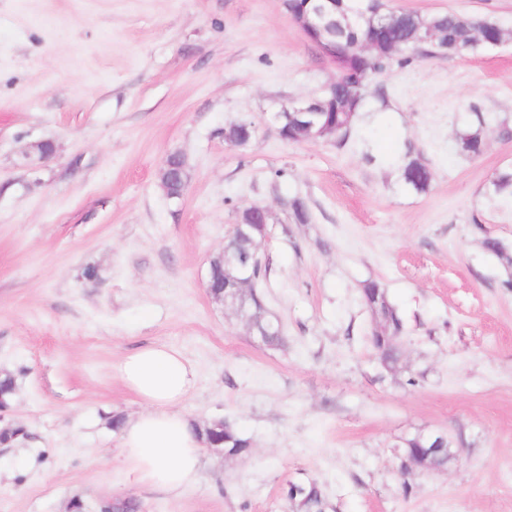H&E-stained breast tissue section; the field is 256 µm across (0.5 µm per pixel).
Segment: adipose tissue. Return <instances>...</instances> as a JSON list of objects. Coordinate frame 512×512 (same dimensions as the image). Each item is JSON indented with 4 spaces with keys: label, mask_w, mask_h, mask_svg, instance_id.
Here are the masks:
<instances>
[{
    "label": "adipose tissue",
    "mask_w": 512,
    "mask_h": 512,
    "mask_svg": "<svg viewBox=\"0 0 512 512\" xmlns=\"http://www.w3.org/2000/svg\"><path fill=\"white\" fill-rule=\"evenodd\" d=\"M115 370L141 410L124 421L118 459L134 483L178 493L200 476L203 443L181 406L196 373L183 353L161 344L140 348Z\"/></svg>",
    "instance_id": "obj_1"
}]
</instances>
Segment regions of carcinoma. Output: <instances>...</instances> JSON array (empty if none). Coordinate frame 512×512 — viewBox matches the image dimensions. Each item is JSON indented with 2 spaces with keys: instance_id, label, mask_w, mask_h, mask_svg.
I'll use <instances>...</instances> for the list:
<instances>
[{
  "instance_id": "obj_1",
  "label": "carcinoma",
  "mask_w": 512,
  "mask_h": 512,
  "mask_svg": "<svg viewBox=\"0 0 512 512\" xmlns=\"http://www.w3.org/2000/svg\"><path fill=\"white\" fill-rule=\"evenodd\" d=\"M288 11L305 13L316 24L311 42L320 50H336V79L328 85L324 95L315 99H300L280 106L273 113L279 137L289 143L300 141H333L345 146L354 129V119L372 94L380 107L388 106L382 78L394 64L409 62L414 53L426 50V55L467 57L496 47L503 42L504 30L493 19L463 16L455 12L421 14L408 10H392L383 0H288ZM256 136V127L242 122L224 129V142L237 148L248 147ZM461 151L480 154L485 147V120L477 116V125L463 130L458 136ZM178 155L171 154L163 171L169 174L170 194L179 198L185 191L187 175L177 170ZM405 187L415 192L428 191L434 178L432 169L420 158L407 152L400 167ZM491 189L499 195L512 196V171L498 174L491 181ZM282 205L297 224H307L311 213L307 201L300 196L283 200ZM262 239L257 236L232 234L224 245V252L237 260L252 262L260 250ZM269 262L262 260L252 268V282L246 288L249 294L247 313L255 329L264 328L272 318L266 315L263 296L258 284L267 277ZM362 297L376 321L374 332L389 337L380 345L371 337L374 349L382 362L395 365L401 357L396 339L403 331V321L397 309L388 301L380 283L370 281L362 288ZM202 441L219 445L235 457L247 452L248 438L237 427L225 420L220 425L211 423L199 428ZM321 490L314 482L292 484L286 499L299 512H314L321 504Z\"/></svg>"
}]
</instances>
